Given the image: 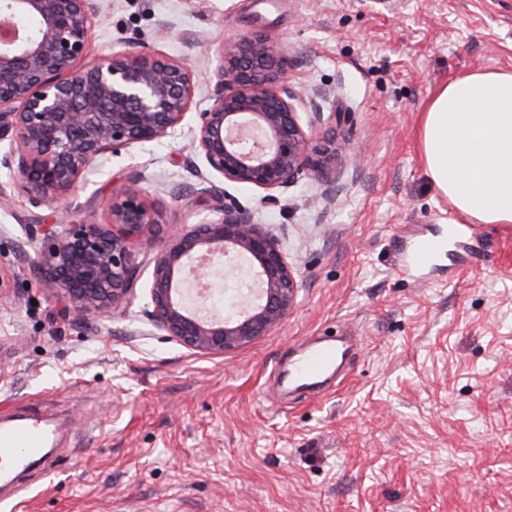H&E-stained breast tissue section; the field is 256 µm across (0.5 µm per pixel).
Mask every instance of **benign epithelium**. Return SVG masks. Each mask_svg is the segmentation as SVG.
Here are the masks:
<instances>
[{
	"label": "benign epithelium",
	"instance_id": "benign-epithelium-1",
	"mask_svg": "<svg viewBox=\"0 0 512 512\" xmlns=\"http://www.w3.org/2000/svg\"><path fill=\"white\" fill-rule=\"evenodd\" d=\"M94 0H0L13 36L0 39V166L11 182L0 196L21 192L34 208L74 193L89 168L171 137L183 125L197 91L182 59L137 50L100 54L86 66ZM33 19L30 30L22 21ZM283 50L257 30L226 40L209 82L210 104L195 113L191 145L205 169L227 181L267 192L301 176L321 177L331 155L315 126L341 119L283 78ZM312 117L304 124L298 109ZM144 177L108 202V222L29 227L40 241L34 266L40 281L75 324L127 303L141 272L134 243L150 233L151 286L143 311L169 339L210 354L236 351L281 325L299 283L279 237L236 201L215 215L170 229L163 206L150 203ZM200 257L196 277L247 262L252 289L244 306L224 315L203 311L188 297L183 271Z\"/></svg>",
	"mask_w": 512,
	"mask_h": 512
}]
</instances>
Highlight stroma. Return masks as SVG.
Segmentation results:
<instances>
[{
    "mask_svg": "<svg viewBox=\"0 0 512 512\" xmlns=\"http://www.w3.org/2000/svg\"><path fill=\"white\" fill-rule=\"evenodd\" d=\"M89 52L186 60L198 77L225 38L260 30L284 77L341 122L323 181L262 190L186 168L188 130L96 163L68 212L0 198V407L69 413L70 447L33 468L15 512H512V224H476L424 270L414 237L453 208L417 139L433 89L512 69V0H95ZM145 175L173 225L232 197L285 243L298 276L286 322L224 355L152 331L143 265L126 312L73 326L31 264V224L103 223ZM186 183L178 200L165 190ZM352 337L343 374L305 396L280 370L319 337Z\"/></svg>",
    "mask_w": 512,
    "mask_h": 512,
    "instance_id": "stroma-1",
    "label": "stroma"
}]
</instances>
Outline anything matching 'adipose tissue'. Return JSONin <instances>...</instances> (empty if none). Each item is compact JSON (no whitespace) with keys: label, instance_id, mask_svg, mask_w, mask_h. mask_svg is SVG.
<instances>
[{"label":"adipose tissue","instance_id":"adipose-tissue-1","mask_svg":"<svg viewBox=\"0 0 512 512\" xmlns=\"http://www.w3.org/2000/svg\"><path fill=\"white\" fill-rule=\"evenodd\" d=\"M419 146L436 191L473 224H512V70H472L425 104Z\"/></svg>","mask_w":512,"mask_h":512}]
</instances>
